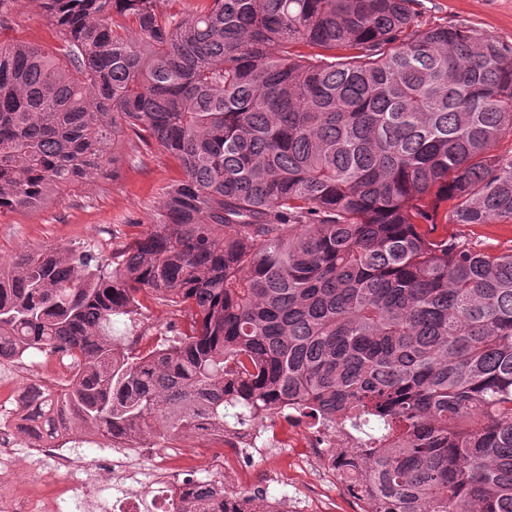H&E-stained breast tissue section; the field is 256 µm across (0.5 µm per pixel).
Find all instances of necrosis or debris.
Returning <instances> with one entry per match:
<instances>
[{"label":"necrosis or debris","mask_w":512,"mask_h":512,"mask_svg":"<svg viewBox=\"0 0 512 512\" xmlns=\"http://www.w3.org/2000/svg\"><path fill=\"white\" fill-rule=\"evenodd\" d=\"M19 424L12 408L0 410V512H45L48 503L36 491L21 486L16 472V428ZM288 432L274 425L240 429L224 434L228 448H249L266 455L271 448L294 449L296 466L310 470L319 489L315 492L295 490L288 496H273L268 512H330V497H338L350 512H370L372 503L358 482L344 469L352 449L365 447V440L341 424L319 428L304 426L296 413L288 415ZM141 452L116 442L102 449L100 463L111 466L117 494L111 512H165L164 503L178 499L183 483L173 468L159 464L142 466Z\"/></svg>","instance_id":"necrosis-or-debris-1"}]
</instances>
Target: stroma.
Here are the masks:
<instances>
[{"label": "stroma", "mask_w": 512, "mask_h": 512, "mask_svg": "<svg viewBox=\"0 0 512 512\" xmlns=\"http://www.w3.org/2000/svg\"><path fill=\"white\" fill-rule=\"evenodd\" d=\"M17 23L14 34L40 45L53 44V25L41 0H9ZM425 26L462 25L490 38L512 44V0H421ZM182 169L170 154L124 148L113 175H97L71 187L35 211L0 212V251L7 257L27 249L57 247L91 250L100 260L112 257L114 245L147 236L154 229L163 186L182 178ZM433 236L466 242L490 252L512 249V224H450L437 216L429 227ZM178 321L170 309L150 305L136 321L121 318L112 324L116 336H140L142 345H154ZM54 357L35 353L23 360L22 370L0 365V394L23 386L27 379L48 377ZM174 459L184 470L198 472L214 466L232 471L250 493H288L287 456L268 455L241 461L234 448L214 447L204 436L182 437L168 448H144L146 464Z\"/></svg>", "instance_id": "obj_1"}]
</instances>
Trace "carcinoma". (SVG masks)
<instances>
[{
    "mask_svg": "<svg viewBox=\"0 0 512 512\" xmlns=\"http://www.w3.org/2000/svg\"><path fill=\"white\" fill-rule=\"evenodd\" d=\"M418 0H43L49 51L0 40V211L177 158L155 230L0 269V354L70 365L28 402L38 447L161 448L288 407L372 444L378 512H512V250L420 231L512 224V45L424 28ZM186 320L110 334L141 297ZM168 512H253L185 479Z\"/></svg>",
    "mask_w": 512,
    "mask_h": 512,
    "instance_id": "carcinoma-1",
    "label": "carcinoma"
}]
</instances>
